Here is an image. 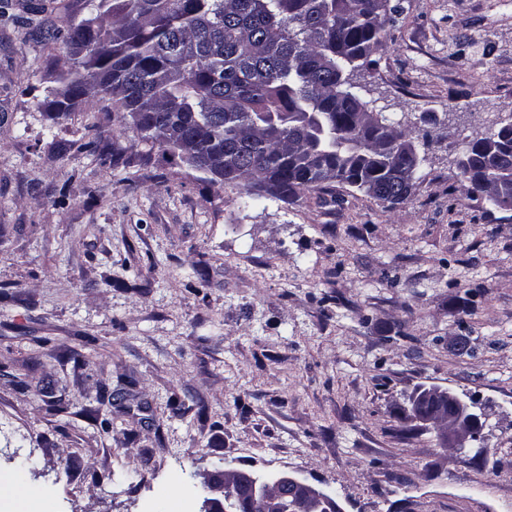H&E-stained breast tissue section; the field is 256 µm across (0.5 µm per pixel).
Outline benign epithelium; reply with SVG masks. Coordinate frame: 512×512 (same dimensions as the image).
I'll list each match as a JSON object with an SVG mask.
<instances>
[{
    "label": "benign epithelium",
    "instance_id": "7a95c632",
    "mask_svg": "<svg viewBox=\"0 0 512 512\" xmlns=\"http://www.w3.org/2000/svg\"><path fill=\"white\" fill-rule=\"evenodd\" d=\"M412 417L434 430L443 445L460 448L475 439L480 418L455 394L438 387H423L411 397ZM219 498L204 500L202 512H343L322 490L287 473L262 477L237 468H226L221 481L206 484Z\"/></svg>",
    "mask_w": 512,
    "mask_h": 512
}]
</instances>
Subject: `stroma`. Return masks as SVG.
Masks as SVG:
<instances>
[{
	"mask_svg": "<svg viewBox=\"0 0 512 512\" xmlns=\"http://www.w3.org/2000/svg\"><path fill=\"white\" fill-rule=\"evenodd\" d=\"M58 3L0 22V512H200L228 463L343 512H512V209L460 168L512 118V0H402L358 91L419 156L393 207L249 198L121 113L52 112L55 34L95 13ZM92 125L112 168L62 155ZM429 386L481 418L463 452L411 419Z\"/></svg>",
	"mask_w": 512,
	"mask_h": 512,
	"instance_id": "stroma-1",
	"label": "stroma"
}]
</instances>
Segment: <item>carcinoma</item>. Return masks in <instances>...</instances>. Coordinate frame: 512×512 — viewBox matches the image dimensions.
Listing matches in <instances>:
<instances>
[{
	"instance_id": "1",
	"label": "carcinoma",
	"mask_w": 512,
	"mask_h": 512,
	"mask_svg": "<svg viewBox=\"0 0 512 512\" xmlns=\"http://www.w3.org/2000/svg\"><path fill=\"white\" fill-rule=\"evenodd\" d=\"M379 0H98L97 15L71 21L70 67L59 77L65 116L93 102L101 112L142 114L139 138L163 152L193 146L250 191L266 180L288 200L332 183L394 205L396 176L411 173L410 134L386 123L357 127L370 112L353 76L377 64L401 6ZM474 140L465 163L469 193L498 206L512 198V121ZM69 150L117 158L87 133Z\"/></svg>"
}]
</instances>
